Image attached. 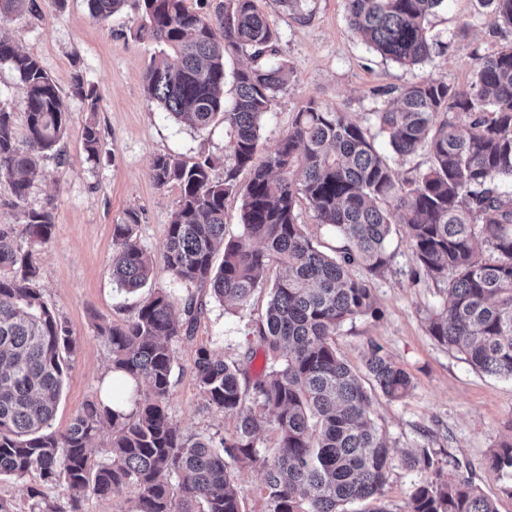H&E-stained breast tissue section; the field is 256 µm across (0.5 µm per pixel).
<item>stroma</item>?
<instances>
[{"instance_id": "stroma-1", "label": "stroma", "mask_w": 512, "mask_h": 512, "mask_svg": "<svg viewBox=\"0 0 512 512\" xmlns=\"http://www.w3.org/2000/svg\"><path fill=\"white\" fill-rule=\"evenodd\" d=\"M39 13H23L0 21V35L36 55L59 86L69 110L60 148L63 161L43 162L46 176L29 189L26 206L50 207L52 240L40 247L39 286L61 321L72 329L76 346L63 376L53 422L65 431L83 405L96 399L112 354L97 334V323L130 318L141 294L120 291L111 277L112 226L130 208L138 209V242L161 259L167 227L180 196L177 186L157 187L148 177L156 156L175 154L193 162L212 157V171L223 178L227 136L223 123L197 130L167 119L144 92L143 72L152 52L135 37L139 15L132 0L105 20L90 15L88 0H37ZM278 34L277 56L291 76L275 104L260 122V150L272 151L308 102L347 112L366 129L372 114L393 100L409 83L432 78L460 92L468 91L480 58L512 47V28L492 27L478 0H444L429 16L427 35L436 44L430 60L407 69L382 57L352 31L345 0H307L310 16L293 18L279 0H256ZM83 80L95 87L97 105L76 95ZM95 118L101 131L98 158H88L82 129ZM393 262L380 275H368L377 316L345 322L334 338L337 353L355 370H363L370 346L382 347L411 376L413 388L397 401L369 386L371 417L393 445L395 460L382 503L387 512H407V497L417 472L403 466L404 452L424 447L438 460L443 477L464 465L473 483L493 498L498 512H512V495L487 471L491 451L512 437V380L476 372L462 355L439 344L428 333V319L444 300L440 285L429 278L412 281L415 262L405 231L394 235ZM267 288L258 289L241 308L208 301L193 335L173 341L175 366L169 414L187 433L230 434L233 416L209 408L193 383V362L199 346L225 361H243L253 350L251 328L264 314ZM235 487L243 512H267L260 464L238 466ZM41 490L49 500L66 505L60 485L30 474L24 483L0 478V499L13 512H30L26 487Z\"/></svg>"}]
</instances>
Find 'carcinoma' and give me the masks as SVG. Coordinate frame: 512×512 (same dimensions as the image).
<instances>
[{
	"instance_id": "carcinoma-1",
	"label": "carcinoma",
	"mask_w": 512,
	"mask_h": 512,
	"mask_svg": "<svg viewBox=\"0 0 512 512\" xmlns=\"http://www.w3.org/2000/svg\"><path fill=\"white\" fill-rule=\"evenodd\" d=\"M127 0H89L93 18L105 20ZM444 0H346L354 33L383 57L410 69L432 54L426 21ZM496 27L512 28V0H481ZM136 38L153 46L143 85L166 116L205 129L223 121L230 164L212 176L210 157L188 163L155 157L148 171L158 187L180 196L168 225L164 269L185 288H205L222 304L244 306L274 266L285 269L268 285L265 314L252 328L264 369L251 389L242 370L205 345L195 353V384L207 404L236 416L227 436L187 434L169 415L172 342L194 331L203 301H182L157 289L132 318L97 325L112 354L108 406L88 401L63 433L52 430L70 328L38 288L37 245L54 235L52 211L23 209L25 238L0 224V476L18 482L36 472L64 483L67 512H82L87 493L105 496L131 486L126 512H242L233 466L259 458L264 424L279 434L272 461H263L268 512H386L381 497L392 467L386 435L368 414L359 375L337 354L333 336L346 321L376 313L371 283L352 274L363 265L379 275L392 264L388 244L402 224L418 269L444 285L446 299L428 322L440 344L464 355L476 371L512 379V47L478 61L470 90L421 78L373 113L391 155L426 152L427 166L399 178L368 130L338 109L309 102L273 151L259 156L260 122L287 84L285 62L259 63L275 52L277 32L255 0H224L210 16L186 0H135ZM34 8L32 0H0V19ZM246 55L251 64L232 75L225 100L224 62ZM0 63L20 78L26 136L14 113L0 107V180L16 204L26 200L43 160L63 138L69 112L60 89L34 55L0 37ZM82 143L99 153L101 132L86 121ZM249 171L242 185L238 174ZM241 197L242 232L225 239L224 201ZM305 199L320 224L333 227L341 246L329 255L298 222ZM135 208L113 225L112 281L127 293L152 284L155 262L134 237ZM223 250L220 264L214 258ZM490 254H484V251ZM365 371L385 397L400 400L410 375L381 348L371 347ZM135 386L127 388L126 381ZM131 395L132 409H118ZM112 431L107 446L93 440ZM403 465L420 476L408 512H498L468 476L441 479L427 449ZM487 469L507 478L512 496V440L487 458ZM31 512H62L26 487Z\"/></svg>"
}]
</instances>
